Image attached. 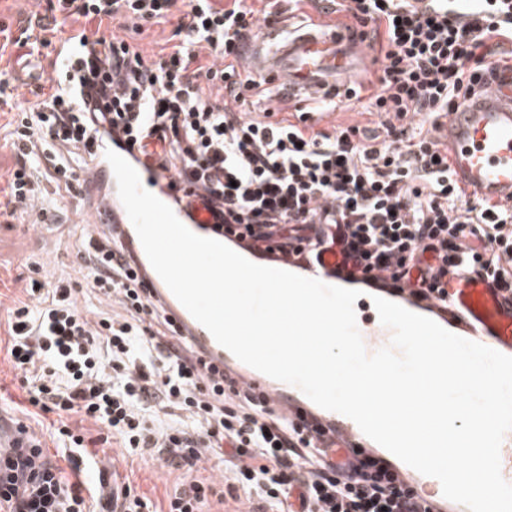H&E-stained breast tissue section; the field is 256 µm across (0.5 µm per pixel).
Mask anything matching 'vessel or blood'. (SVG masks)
<instances>
[{
  "mask_svg": "<svg viewBox=\"0 0 512 512\" xmlns=\"http://www.w3.org/2000/svg\"><path fill=\"white\" fill-rule=\"evenodd\" d=\"M251 61L267 79L283 85L289 100L294 101L306 93L335 92L338 84L353 77L365 56L349 38L337 32L294 30L285 34L271 27L255 44ZM439 129L448 146L454 179L472 195L512 205V88L489 89L478 102L456 107ZM109 150L122 155L137 170L143 186L170 206L193 233L212 236L217 218L201 201L189 205L180 202L173 176L157 168L152 159L129 150L125 138L117 132L101 136L95 146V158L80 173L93 195L88 208L89 223L118 227L147 283L207 366L220 372L235 371L244 386L275 399L288 415H313L323 425L335 428L333 461H345L354 448L383 454V447L364 435L352 419L320 408L297 387L245 365L193 318L149 262L119 198L116 178L105 156ZM342 264L341 254L331 249L324 252L320 263L310 266L309 275L333 285L337 282L335 271ZM448 294L454 307L448 317L441 319L443 328L469 333L478 343L512 354V304L505 301L491 281L464 274L449 282ZM357 325L368 353L389 345L392 332L380 322L362 315Z\"/></svg>",
  "mask_w": 512,
  "mask_h": 512,
  "instance_id": "1",
  "label": "vessel or blood"
}]
</instances>
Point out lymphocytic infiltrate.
<instances>
[{
    "label": "lymphocytic infiltrate",
    "mask_w": 512,
    "mask_h": 512,
    "mask_svg": "<svg viewBox=\"0 0 512 512\" xmlns=\"http://www.w3.org/2000/svg\"><path fill=\"white\" fill-rule=\"evenodd\" d=\"M339 8L345 31L363 29L375 68L370 93L349 87L345 105L376 115L379 138L241 111L264 81L239 46L276 21L254 0H46L58 16L49 34L15 37L0 23L21 59H51L67 32L79 44L50 94L21 102L0 80V108L12 113L0 138L15 156L0 216L58 223L96 139L116 130L138 151L163 143L155 165L220 207L224 231L255 254L305 263L334 243L352 264L347 283L421 303L445 300L449 275L478 274L512 295V206L459 186L434 135L458 103L512 78L499 53L512 42V0ZM164 24L167 44L146 55L143 41ZM77 266L104 308L84 310L64 273L7 308L0 355L20 371L26 402L54 419L47 438L0 449V512H149L150 499L112 485L107 470L86 485L98 448L112 446L184 471L159 512H207L217 490L195 476L206 457L223 458L227 494L247 512H430L384 460L356 449L335 467L332 435L280 415L232 375L202 371L117 232L87 234ZM76 416L94 430L72 426Z\"/></svg>",
    "instance_id": "f902f5d3"
}]
</instances>
